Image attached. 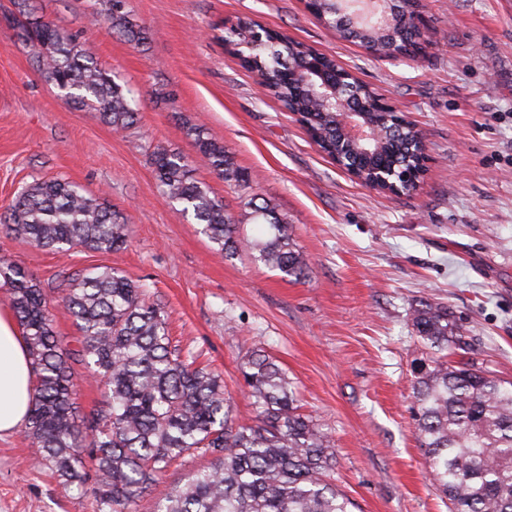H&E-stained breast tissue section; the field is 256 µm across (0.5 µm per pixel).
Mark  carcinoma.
I'll return each mask as SVG.
<instances>
[{
    "instance_id": "obj_1",
    "label": "carcinoma",
    "mask_w": 512,
    "mask_h": 512,
    "mask_svg": "<svg viewBox=\"0 0 512 512\" xmlns=\"http://www.w3.org/2000/svg\"><path fill=\"white\" fill-rule=\"evenodd\" d=\"M18 38L32 51L37 71L74 108L96 112L116 132L137 122L128 94L112 75L62 32L33 0H11ZM104 20L114 33L141 45L146 31L126 10V0H108ZM333 30L362 46L379 43L399 52L420 44L415 23L382 30L347 18ZM222 40L237 47L241 66L255 74L291 112L304 115L322 152L336 153L342 133L336 112L318 103L296 70L310 61L307 47L272 28L247 49L244 32ZM348 107L373 117L374 92L363 83L345 92ZM197 157L227 182H249L224 143L201 126L187 127ZM418 143L408 130L389 126L383 140L364 148L350 144L358 175L383 162L395 172L418 171ZM163 192L202 225L217 251H246L270 269L296 281L310 266L275 207L250 200L263 229L253 238L237 234L224 204L193 178L192 160L165 148L150 158ZM5 223L14 234L44 249L75 247L103 254L120 250L130 227L98 197L62 177L39 179L21 189ZM64 309L81 336L71 349L56 335L49 296L14 262L0 259V290L22 327L35 370V403L25 423L37 463L58 485L91 486L96 512H134L136 502L158 491L168 468L186 455L209 465L184 486L160 493L159 512H349L350 500L332 484L334 443L317 420L300 412L291 382L267 354L244 357L239 371L252 398L254 416L236 420L219 374L196 365L191 353L172 345L163 308L145 298L144 285L111 267H92L60 284ZM422 344L438 357L417 366L413 421L428 458L431 484L453 512H512V383L487 374L475 362L455 364L448 354L472 349L471 337L448 307L428 300L413 310ZM93 368L105 400L82 412L73 397V364Z\"/></svg>"
}]
</instances>
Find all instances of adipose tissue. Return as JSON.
Here are the masks:
<instances>
[{"label": "adipose tissue", "instance_id": "adipose-tissue-1", "mask_svg": "<svg viewBox=\"0 0 512 512\" xmlns=\"http://www.w3.org/2000/svg\"><path fill=\"white\" fill-rule=\"evenodd\" d=\"M35 373L22 330L0 309V436L18 430L34 404Z\"/></svg>", "mask_w": 512, "mask_h": 512}]
</instances>
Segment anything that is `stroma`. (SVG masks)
<instances>
[{"label": "stroma", "instance_id": "stroma-1", "mask_svg": "<svg viewBox=\"0 0 512 512\" xmlns=\"http://www.w3.org/2000/svg\"><path fill=\"white\" fill-rule=\"evenodd\" d=\"M36 5L79 35L138 111L118 134L97 113L72 108L0 23V215L25 184L59 176L131 226L124 249L99 254L44 250L0 223V257L50 289L58 336L71 346L80 336L59 280L115 268L147 285L174 343L221 374L239 419L252 415L240 359L256 349L275 357L304 412L334 440V482L351 512H448L413 427V364L427 350L411 313L422 300L448 306L485 371L512 381V0H422L433 43L395 59L340 38L306 0H127L148 32L139 46L107 23L90 25L103 0ZM240 21L334 56L413 120L429 157L420 188L371 190L322 154L224 43L225 26ZM189 124L224 142L249 185L196 161ZM158 148L194 158L196 180L241 236L260 230L250 198L274 206L293 227L308 277H285L247 252L220 256L163 193L149 162ZM0 512H95V503L39 469L18 430L0 436Z\"/></svg>", "mask_w": 512, "mask_h": 512}]
</instances>
